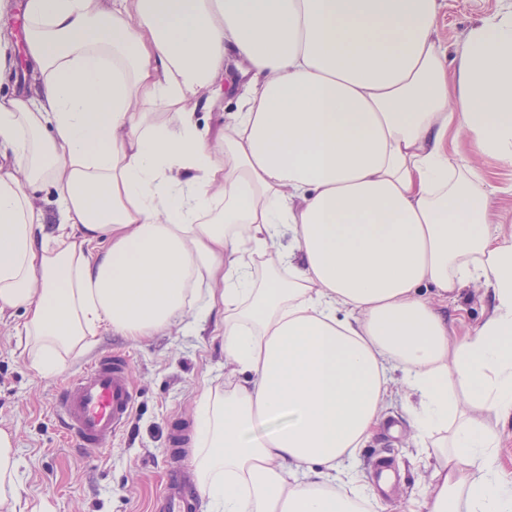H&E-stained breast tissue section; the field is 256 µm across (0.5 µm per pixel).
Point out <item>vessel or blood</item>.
<instances>
[{"mask_svg":"<svg viewBox=\"0 0 512 512\" xmlns=\"http://www.w3.org/2000/svg\"><path fill=\"white\" fill-rule=\"evenodd\" d=\"M134 404L125 361L108 353L96 357L61 388L54 413L73 447L95 451L121 431ZM158 508L160 512H194L196 499L173 482L166 486Z\"/></svg>","mask_w":512,"mask_h":512,"instance_id":"1","label":"vessel or blood"}]
</instances>
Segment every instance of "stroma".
Here are the masks:
<instances>
[{"label": "stroma", "instance_id": "obj_1", "mask_svg": "<svg viewBox=\"0 0 512 512\" xmlns=\"http://www.w3.org/2000/svg\"><path fill=\"white\" fill-rule=\"evenodd\" d=\"M24 2L14 0L15 65L11 79L0 82V96L22 91L31 81ZM503 4L504 0H445L436 23L437 39L449 52H456L468 30ZM225 76L235 85L224 88L211 107L199 111L201 126L218 128L222 114L240 107L246 81L236 56L226 58ZM457 144L463 163L478 164L485 183L497 190L492 198L494 222L512 225V166L476 160L465 139H458ZM20 322L17 315L0 319V426L15 434L22 498L43 504L46 512H154V503L170 475L196 487L192 465L196 406L205 380L220 383L229 373L224 366L220 314L187 328L173 326L139 342L109 331L100 333L80 355L68 358L65 369L54 376L39 375L32 368L15 335ZM105 352L126 357L136 403L123 431L103 450L90 453L66 441L53 405L59 388ZM388 417L397 421L399 434L379 430L358 452L355 469L360 482L376 490L371 463L376 457H386L402 475L399 487L386 501L407 506L425 492L429 473L408 457L410 417L404 400L394 402ZM177 425L184 430L185 443L180 469L175 472L167 438Z\"/></svg>", "mask_w": 512, "mask_h": 512}]
</instances>
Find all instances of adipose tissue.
Listing matches in <instances>:
<instances>
[{
  "instance_id": "obj_1",
  "label": "adipose tissue",
  "mask_w": 512,
  "mask_h": 512,
  "mask_svg": "<svg viewBox=\"0 0 512 512\" xmlns=\"http://www.w3.org/2000/svg\"><path fill=\"white\" fill-rule=\"evenodd\" d=\"M444 0H26L29 90L0 98V315L40 374L109 330L224 312L192 464L209 512H360L350 468L401 391L430 491L512 512V228L448 134L512 165V4L455 57ZM236 54L215 131L196 113ZM48 188V220L28 189ZM469 283L490 305L457 335ZM0 428V506L21 500ZM229 79L235 80L233 88L229 86ZM246 78L241 76L239 71V59L236 56H229L225 59V78L222 95L215 100V103L206 109L198 112V120L202 127H210L211 131L220 126L219 120L226 112H237L241 103V95L244 91Z\"/></svg>"
}]
</instances>
